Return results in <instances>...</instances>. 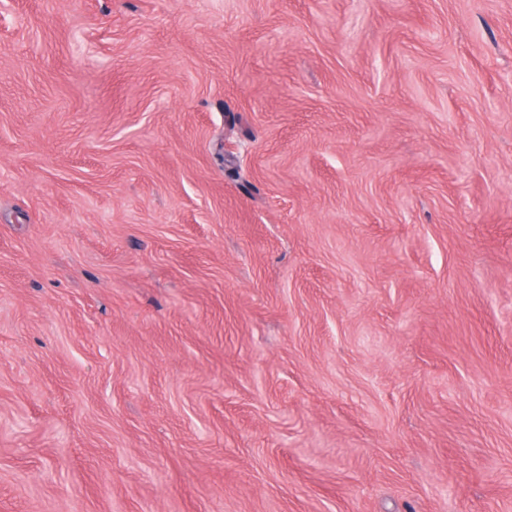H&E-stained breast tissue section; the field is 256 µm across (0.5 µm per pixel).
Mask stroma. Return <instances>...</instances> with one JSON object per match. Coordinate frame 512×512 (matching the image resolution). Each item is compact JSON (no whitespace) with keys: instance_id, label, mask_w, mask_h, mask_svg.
Listing matches in <instances>:
<instances>
[{"instance_id":"stroma-1","label":"stroma","mask_w":512,"mask_h":512,"mask_svg":"<svg viewBox=\"0 0 512 512\" xmlns=\"http://www.w3.org/2000/svg\"><path fill=\"white\" fill-rule=\"evenodd\" d=\"M0 512H512V0H0Z\"/></svg>"}]
</instances>
